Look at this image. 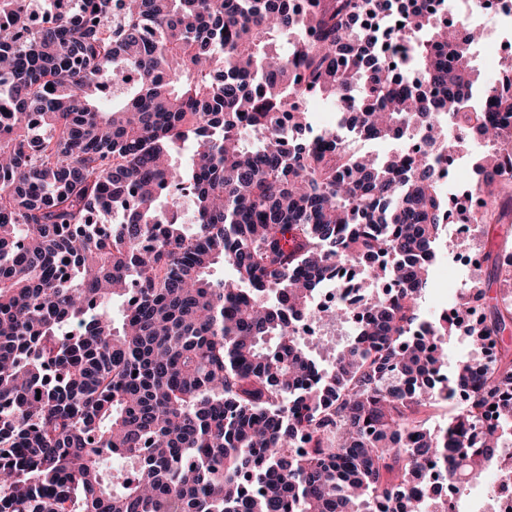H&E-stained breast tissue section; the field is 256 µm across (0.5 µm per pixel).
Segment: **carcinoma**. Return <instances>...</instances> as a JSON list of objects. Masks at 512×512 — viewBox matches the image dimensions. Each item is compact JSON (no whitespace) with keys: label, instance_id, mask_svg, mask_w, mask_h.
I'll use <instances>...</instances> for the list:
<instances>
[{"label":"carcinoma","instance_id":"cac0c4a2","mask_svg":"<svg viewBox=\"0 0 512 512\" xmlns=\"http://www.w3.org/2000/svg\"><path fill=\"white\" fill-rule=\"evenodd\" d=\"M25 2L0 0V512H438L423 460L456 492L512 473V304L481 281L455 303L482 309L448 376L468 405L425 414L443 225L512 209L480 29L356 23L394 0H44L37 27ZM314 96L337 119L312 145ZM459 123L490 150L452 199L463 138L415 140ZM344 261L390 294L326 366L291 319Z\"/></svg>","mask_w":512,"mask_h":512}]
</instances>
